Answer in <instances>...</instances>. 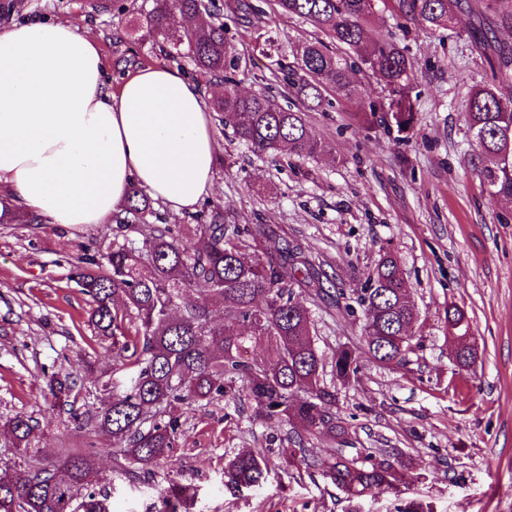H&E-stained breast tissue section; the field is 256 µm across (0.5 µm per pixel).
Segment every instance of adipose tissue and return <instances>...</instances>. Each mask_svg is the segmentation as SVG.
I'll return each instance as SVG.
<instances>
[{
    "label": "adipose tissue",
    "mask_w": 512,
    "mask_h": 512,
    "mask_svg": "<svg viewBox=\"0 0 512 512\" xmlns=\"http://www.w3.org/2000/svg\"><path fill=\"white\" fill-rule=\"evenodd\" d=\"M220 152L204 92L166 65L112 87L96 36L29 19L0 30V198L49 224L108 223L131 187L194 212Z\"/></svg>",
    "instance_id": "obj_1"
}]
</instances>
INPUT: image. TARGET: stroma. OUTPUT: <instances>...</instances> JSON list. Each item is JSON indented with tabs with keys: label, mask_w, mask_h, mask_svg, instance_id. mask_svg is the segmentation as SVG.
<instances>
[{
	"label": "stroma",
	"mask_w": 512,
	"mask_h": 512,
	"mask_svg": "<svg viewBox=\"0 0 512 512\" xmlns=\"http://www.w3.org/2000/svg\"><path fill=\"white\" fill-rule=\"evenodd\" d=\"M0 28L33 18L92 29L106 72L160 63L150 44L122 39V21L98 0H9ZM226 27L252 64L241 84L274 86L253 29L232 13ZM475 15L453 27L428 29L411 17L379 9L369 38L391 36L413 61L417 120L403 141L367 128L363 112L387 105L376 77H362L358 95L306 116L323 154L260 155L212 123L221 144L209 203L241 224L263 225L277 241L300 245L328 280L355 297L366 287L379 251L396 252L419 319L415 352L404 367L364 363L355 386H337L340 412L358 448H396L409 459L399 492L349 499L321 469H288L277 448V425L251 422L246 404L230 398L202 403L182 418L174 450L180 472L166 462L149 482L112 475L113 457L97 460L112 476V512H149L171 481L196 490L190 512H397L407 502L431 512H512V200L491 195L477 175L468 132L471 91L495 85L512 98V81L495 82L489 50L475 43ZM110 225L0 224V423L17 415L38 422L31 445L50 463L70 453L110 447L108 438L76 428L42 394L45 375L69 372L92 400L112 376L111 339L95 335L90 304L68 275L82 246L108 245ZM464 310L478 357L462 369L453 360L445 312ZM318 347L331 357L362 343L359 316L335 295L313 308ZM247 450L265 457L260 485L235 492L224 463Z\"/></svg>",
	"instance_id": "obj_1"
}]
</instances>
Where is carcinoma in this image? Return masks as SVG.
<instances>
[{"label": "carcinoma", "mask_w": 512, "mask_h": 512, "mask_svg": "<svg viewBox=\"0 0 512 512\" xmlns=\"http://www.w3.org/2000/svg\"><path fill=\"white\" fill-rule=\"evenodd\" d=\"M277 13L297 17L320 36L301 46L298 66L284 63L271 35V21L251 0H142L126 38L147 41L181 69H190L199 86H223L209 102L222 126L256 153L297 156L324 150L314 140L306 113L348 99L357 92L353 76L371 73L387 91L383 116L364 113L366 125L379 122L387 132L408 131L415 121L413 62L397 43L370 40L365 21L387 0H275ZM401 12L425 27L455 23L457 13L473 12L470 0H399ZM496 26L512 28V0H487ZM231 9L278 52L275 82L283 105L265 91L243 93L242 57L224 26ZM343 46L348 57L336 54ZM469 130L477 148L482 180L493 195L512 197V100L492 87L474 90L466 103ZM194 221L196 241L187 245L173 232L152 199L134 186L112 214V241L106 249L88 245L71 275L92 304L95 335L112 337L115 364L100 403H79L76 381L54 372L46 379L54 403L80 429L112 438L114 471L131 482H146L156 463L178 442L180 418L193 406L224 396L247 402L254 422L278 424L280 454L296 470L320 468L350 498L398 486L407 458L395 448L351 452L349 430L337 407L336 384L358 381L360 354L384 365H404L413 351L412 328L418 313L406 288L399 258L387 249L356 298L363 318L362 351L339 347L325 362L317 347L311 305L325 293L320 272L297 244L261 246L258 234L229 219L224 207L205 206ZM224 312L215 321L213 309ZM448 326L454 345L469 332L464 312L450 306ZM262 345L269 358L248 357ZM331 373V380L324 379ZM33 419L16 416L0 426L24 453L25 468L0 477V512H111L112 482L95 455L75 453L51 467L29 447ZM329 435L339 447L315 458L309 439ZM264 458L239 453L224 466V483L238 492L265 477ZM194 488L172 484L154 512H189Z\"/></svg>", "instance_id": "cac0c4a2"}]
</instances>
